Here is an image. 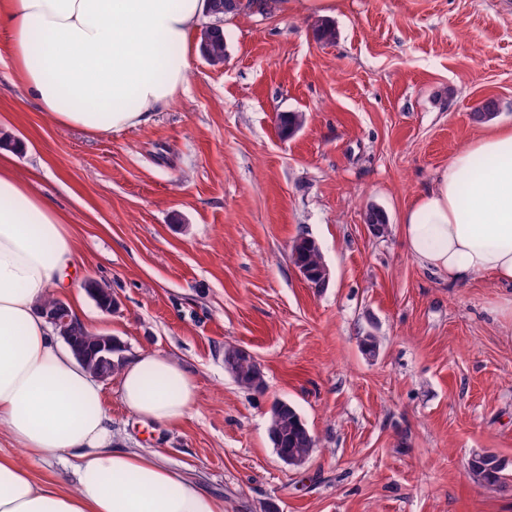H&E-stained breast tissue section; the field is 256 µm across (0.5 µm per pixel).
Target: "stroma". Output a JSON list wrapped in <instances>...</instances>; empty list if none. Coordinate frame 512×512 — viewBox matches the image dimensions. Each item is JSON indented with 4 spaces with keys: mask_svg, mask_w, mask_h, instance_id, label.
Wrapping results in <instances>:
<instances>
[{
    "mask_svg": "<svg viewBox=\"0 0 512 512\" xmlns=\"http://www.w3.org/2000/svg\"><path fill=\"white\" fill-rule=\"evenodd\" d=\"M331 22L324 44L313 16L223 17V64L193 35L186 92L106 138L42 112L0 37V129L28 144L12 166L76 246L80 274L60 298L124 357L173 358L197 385L193 413L166 428L104 380L113 444L156 452L224 512H512V478L480 486L466 471L489 451L512 475V294L424 272L399 228L485 129L481 101L512 125V0H340ZM289 111L304 124L284 140L276 117ZM372 205L388 218L380 235L364 222ZM301 235L329 269L322 286L291 262ZM229 345L254 354L263 391L225 371ZM278 399L317 441L303 467L269 440Z\"/></svg>",
    "mask_w": 512,
    "mask_h": 512,
    "instance_id": "1",
    "label": "stroma"
}]
</instances>
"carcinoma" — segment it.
Wrapping results in <instances>:
<instances>
[{"instance_id":"obj_1","label":"carcinoma","mask_w":512,"mask_h":512,"mask_svg":"<svg viewBox=\"0 0 512 512\" xmlns=\"http://www.w3.org/2000/svg\"><path fill=\"white\" fill-rule=\"evenodd\" d=\"M238 0H210L209 15L220 19L239 10ZM203 56L213 65L224 63L226 43L224 31L219 26L207 27L201 39ZM303 114L300 112H282L277 117L278 130L289 134L302 127ZM291 261L297 268L310 272L311 280L324 283L325 268L321 251L316 242L306 236H300L291 246ZM72 335L76 336V348L88 352L99 339L106 335L88 331L82 324L70 323ZM82 365L93 376L104 378L112 375L121 365V360L102 363L94 356L82 361ZM224 369L242 388L252 391L263 389L265 381L260 363L243 355L235 346L224 348ZM269 439L281 460L288 461L291 467L299 468L310 458L316 440L303 421L295 406L287 401H277L271 410L268 429ZM467 472L471 480L478 485L499 486L509 480L506 465L496 455L481 452L471 456L467 462Z\"/></svg>"}]
</instances>
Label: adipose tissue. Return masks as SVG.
Listing matches in <instances>:
<instances>
[{"label":"adipose tissue","instance_id":"adipose-tissue-1","mask_svg":"<svg viewBox=\"0 0 512 512\" xmlns=\"http://www.w3.org/2000/svg\"><path fill=\"white\" fill-rule=\"evenodd\" d=\"M207 13V0H0V31L42 111L108 137L185 92L190 35ZM400 231L425 271L512 290V126H490L455 152L402 211ZM74 260L65 218L0 160V435L27 459L64 455L74 469L70 484L37 481L25 461L0 455V512H224L156 453L113 447L101 385L42 312ZM119 379L126 408L159 425L195 408L193 377L160 354L127 359Z\"/></svg>","mask_w":512,"mask_h":512}]
</instances>
